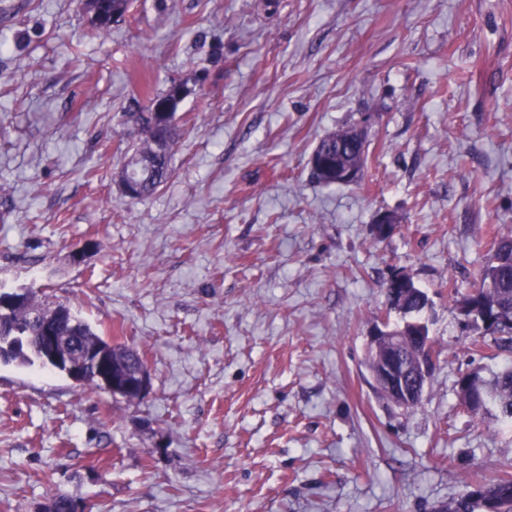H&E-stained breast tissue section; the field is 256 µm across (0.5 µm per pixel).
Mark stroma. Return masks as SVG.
<instances>
[{"instance_id":"stroma-1","label":"stroma","mask_w":512,"mask_h":512,"mask_svg":"<svg viewBox=\"0 0 512 512\" xmlns=\"http://www.w3.org/2000/svg\"><path fill=\"white\" fill-rule=\"evenodd\" d=\"M174 80L173 175L128 199L123 107ZM365 114L362 177L312 182L318 141ZM496 231L512 0H133L104 37L78 0H0V287L69 305L151 377L129 402L0 362V512L58 492L91 512H432L512 459V429L455 390L512 353L476 351L448 297ZM396 271L441 351L413 410L366 366L375 326L402 322ZM409 278L410 276L401 272H397L395 275V280L397 283L401 284L405 283ZM390 280L391 277L384 281L381 285L390 309H393L402 314L404 320L407 313L420 316V314L429 305V297L427 293L416 286L414 281L410 278L408 287L409 289L406 291V293L404 295L400 294L398 297H394L391 295L392 287L390 285Z\"/></svg>"}]
</instances>
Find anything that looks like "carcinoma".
I'll return each mask as SVG.
<instances>
[{
    "label": "carcinoma",
    "instance_id": "1",
    "mask_svg": "<svg viewBox=\"0 0 512 512\" xmlns=\"http://www.w3.org/2000/svg\"><path fill=\"white\" fill-rule=\"evenodd\" d=\"M131 0H96L88 3L86 10L98 6L101 15L89 21L101 35H107L112 28V16L124 17ZM168 91L155 93L143 101L137 96L129 99L123 115L131 121L127 131L130 139L128 151L150 165L152 172L142 185L143 197L153 195L172 176L171 159L160 158L153 151V138L163 119L154 112L156 102L166 98ZM313 156L329 163L331 173L310 171L312 179L326 185L341 183L336 170H353L363 173L366 163V147L362 132L351 126L326 135L315 147ZM381 288L391 309L402 315L421 314L429 305L426 292L409 281V289L403 295H391L390 281ZM472 305L483 316L493 320L497 328L484 330V337L476 339L472 345L484 349L490 345L500 351L512 353V233H496L493 249L487 264L479 274V283L467 294ZM65 312L58 335L62 336V353L70 355V360L78 361L77 355L93 347H103L109 353L113 372L125 373L142 362L138 352L125 344L112 343L96 333L92 327L74 315L65 304H57ZM47 301L34 294L27 295L12 310L5 320H0V362H16L22 366H32L39 361L36 354L38 336L42 335V325ZM482 391L487 403L462 387H457L459 403L473 419L487 414L505 427L512 426V364L501 367L489 379L481 378ZM499 475L493 478L472 480L457 497L443 504L444 512H512V461L498 464Z\"/></svg>",
    "mask_w": 512,
    "mask_h": 512
}]
</instances>
